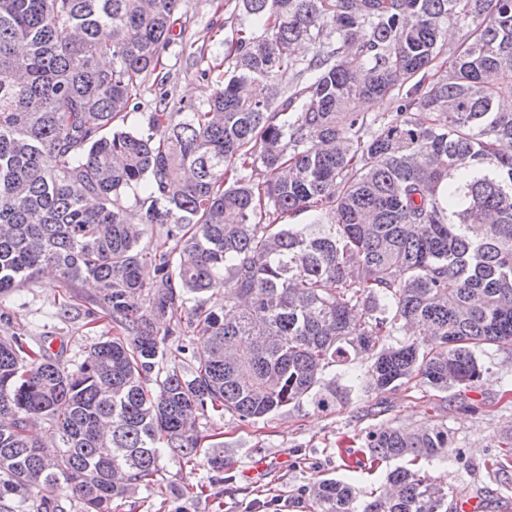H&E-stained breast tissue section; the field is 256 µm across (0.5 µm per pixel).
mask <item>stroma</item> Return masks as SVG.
<instances>
[{"label":"stroma","instance_id":"1","mask_svg":"<svg viewBox=\"0 0 512 512\" xmlns=\"http://www.w3.org/2000/svg\"><path fill=\"white\" fill-rule=\"evenodd\" d=\"M175 17L183 35L163 55L167 87L175 103L203 108L224 78L225 41L249 18L241 0H180ZM121 333L90 280L64 291L55 275L41 273L0 296L1 337L48 345L72 365L91 344ZM482 362L481 383L464 392L420 383L354 395L326 409L306 400L258 421L207 413L198 421L196 463L164 454L154 480L113 500L112 512H305V489L326 479L357 480L366 501L395 464L380 463L360 480L350 466L362 456L365 434L386 425L447 427L454 451L444 462H420L422 474L442 482L449 503L473 499L481 512H512V468L493 474L483 466L512 437V402L503 394L512 386V351L489 348ZM216 452L223 468L211 464ZM262 461L266 470L254 473Z\"/></svg>","mask_w":512,"mask_h":512}]
</instances>
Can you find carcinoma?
I'll use <instances>...</instances> for the list:
<instances>
[{
  "mask_svg": "<svg viewBox=\"0 0 512 512\" xmlns=\"http://www.w3.org/2000/svg\"><path fill=\"white\" fill-rule=\"evenodd\" d=\"M178 2L0 0V295L44 267L63 288L91 278L132 333L74 368L0 339V512H60L47 485L111 512L164 453L194 462L208 410L255 420L414 379L473 389L480 354L512 349V0H242L263 32L226 44L208 106L172 122L158 76L133 128ZM452 19L467 38L449 55ZM389 96L393 112L359 110ZM156 225L159 255L140 246ZM220 288L224 307L190 308L203 356L165 365L169 321ZM361 356L367 376L324 383ZM452 445L443 426L371 430L370 462L409 465L364 503L319 483L308 512H448L415 465ZM154 75L148 76L140 89V95H138L137 102H139V109L133 111V121L137 124L146 127L147 117L150 112H154L156 102V92L158 88L154 82Z\"/></svg>",
  "mask_w": 512,
  "mask_h": 512,
  "instance_id": "cac0c4a2",
  "label": "carcinoma"
}]
</instances>
